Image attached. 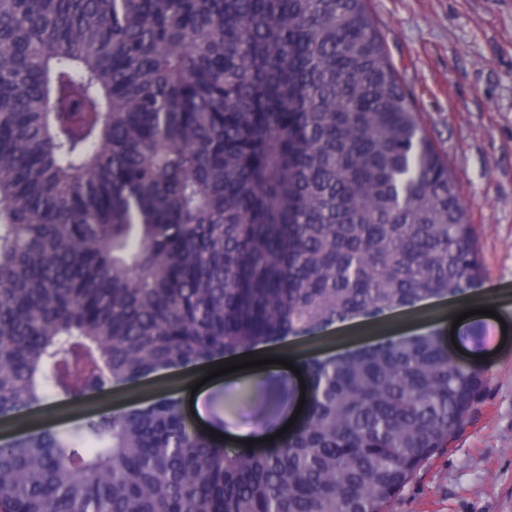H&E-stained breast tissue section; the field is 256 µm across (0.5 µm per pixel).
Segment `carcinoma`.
Masks as SVG:
<instances>
[{"mask_svg":"<svg viewBox=\"0 0 512 512\" xmlns=\"http://www.w3.org/2000/svg\"><path fill=\"white\" fill-rule=\"evenodd\" d=\"M480 271L367 0H0L1 413ZM305 369L270 448L175 400L0 446V512H386L483 383L437 336Z\"/></svg>","mask_w":512,"mask_h":512,"instance_id":"carcinoma-1","label":"carcinoma"}]
</instances>
